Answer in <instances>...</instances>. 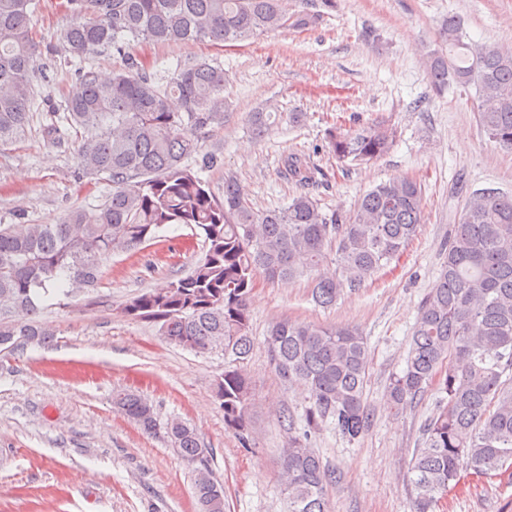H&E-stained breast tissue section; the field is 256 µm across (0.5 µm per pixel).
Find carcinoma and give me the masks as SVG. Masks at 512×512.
<instances>
[{"label":"carcinoma","instance_id":"1","mask_svg":"<svg viewBox=\"0 0 512 512\" xmlns=\"http://www.w3.org/2000/svg\"><path fill=\"white\" fill-rule=\"evenodd\" d=\"M70 0L73 19L64 49L82 56L99 49L122 54L135 41L209 40L226 47L264 32L304 29L319 22L336 0ZM34 0H0V142L23 135L30 123L37 47L28 22ZM446 52L426 66L438 93L474 86L477 117L490 142L512 152V51L466 41L461 20L448 16L439 31ZM231 102L224 71L206 62L184 63L160 87L140 62L110 76L85 72L67 99L71 124L87 133L77 156L90 175L112 183V195L92 211L74 209L59 224H0V355L47 347L55 332L39 320L43 302L99 287L103 263L133 255L160 238L169 224L203 233L205 251L193 269L131 298L121 314L159 327L174 346L228 358L214 384L224 429L249 447L252 397L248 360L253 350L250 295L256 279L271 283L311 279L321 307L345 289L360 287L399 259L424 218L421 184L388 180L363 194L353 208L326 212L308 192L284 207L258 209L231 172L218 198L200 177L216 161L202 156L197 131L224 123ZM272 113L257 112L252 134L261 138ZM397 128L384 122L325 132V148L341 165L368 164L388 154ZM280 175L303 188L323 172L290 153ZM278 380L309 393L297 429L287 410L288 444L281 482L288 512H329L335 471L310 447L311 434L330 424L349 440L371 426L364 391L369 352L354 328L281 319L265 337ZM512 195L485 188L462 204L451 225L443 264L419 306L402 373L393 376L385 404L394 413L412 406L436 376L444 396L423 427L408 481L413 512H436L462 472L497 476L512 470ZM113 404L146 434L158 430L153 406L119 392ZM171 448L195 466L197 512H224V484L209 469V448L197 430L174 418L166 423Z\"/></svg>","mask_w":512,"mask_h":512}]
</instances>
